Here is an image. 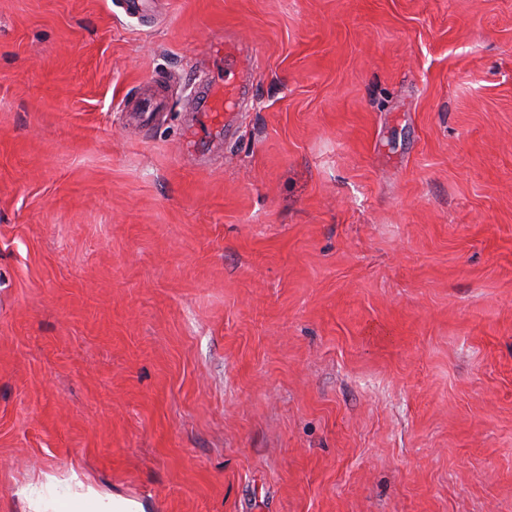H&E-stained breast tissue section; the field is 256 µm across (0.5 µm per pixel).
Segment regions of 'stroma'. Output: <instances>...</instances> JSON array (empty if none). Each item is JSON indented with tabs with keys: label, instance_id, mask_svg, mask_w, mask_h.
<instances>
[{
	"label": "stroma",
	"instance_id": "stroma-1",
	"mask_svg": "<svg viewBox=\"0 0 512 512\" xmlns=\"http://www.w3.org/2000/svg\"><path fill=\"white\" fill-rule=\"evenodd\" d=\"M115 499L512 512V0H0V512ZM212 53H223L224 62L232 60L236 63V70L226 68L224 75V90L213 86L198 102V112H203L214 128L231 126L236 112L241 106V77L244 68L250 67L256 60L253 49L236 39L224 38L212 44Z\"/></svg>",
	"mask_w": 512,
	"mask_h": 512
}]
</instances>
